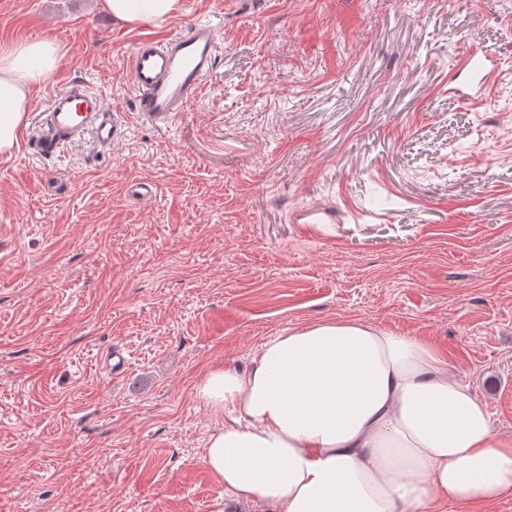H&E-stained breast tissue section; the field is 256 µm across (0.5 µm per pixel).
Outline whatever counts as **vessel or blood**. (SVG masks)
I'll use <instances>...</instances> for the list:
<instances>
[{"mask_svg": "<svg viewBox=\"0 0 512 512\" xmlns=\"http://www.w3.org/2000/svg\"><path fill=\"white\" fill-rule=\"evenodd\" d=\"M217 55L216 30L204 23L163 39L139 41L129 59L138 112L157 123L177 119L212 72ZM496 67L493 56L475 49L462 56L454 70L461 82L477 85L476 97L481 100L491 87ZM89 132L100 145L112 146L121 134L119 114L101 95L74 80L50 96L33 150L40 157L52 158L65 146L79 144Z\"/></svg>", "mask_w": 512, "mask_h": 512, "instance_id": "vessel-or-blood-1", "label": "vessel or blood"}]
</instances>
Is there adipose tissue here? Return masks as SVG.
<instances>
[{"mask_svg":"<svg viewBox=\"0 0 512 512\" xmlns=\"http://www.w3.org/2000/svg\"><path fill=\"white\" fill-rule=\"evenodd\" d=\"M181 0H107L149 22ZM57 44L0 47V151L13 147ZM198 396L230 415L204 463L226 490L269 512H424L435 501L512 498V437L429 341L353 319L272 337L247 370L216 369Z\"/></svg>","mask_w":512,"mask_h":512,"instance_id":"obj_1","label":"adipose tissue"}]
</instances>
